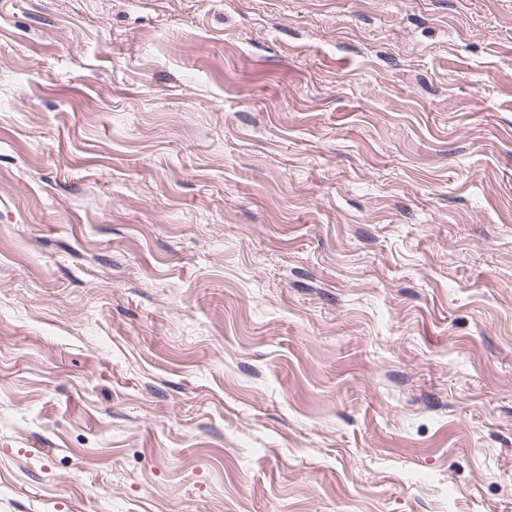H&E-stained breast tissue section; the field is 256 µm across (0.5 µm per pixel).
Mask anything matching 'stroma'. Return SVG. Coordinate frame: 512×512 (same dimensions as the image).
Instances as JSON below:
<instances>
[{"label":"stroma","instance_id":"stroma-1","mask_svg":"<svg viewBox=\"0 0 512 512\" xmlns=\"http://www.w3.org/2000/svg\"><path fill=\"white\" fill-rule=\"evenodd\" d=\"M0 512H512V0H0Z\"/></svg>","mask_w":512,"mask_h":512}]
</instances>
